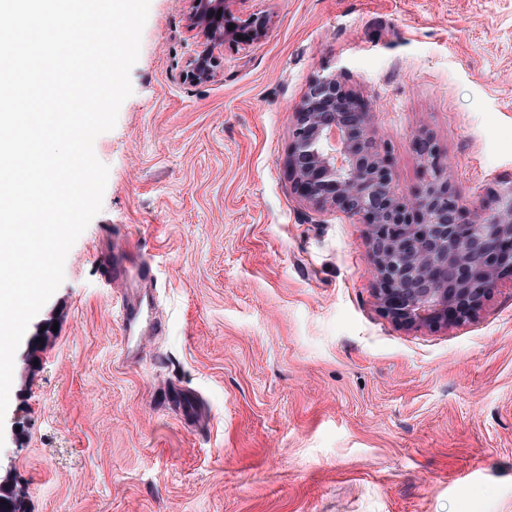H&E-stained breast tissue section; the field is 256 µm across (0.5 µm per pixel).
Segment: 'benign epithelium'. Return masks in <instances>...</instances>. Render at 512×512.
I'll return each instance as SVG.
<instances>
[{
  "label": "benign epithelium",
  "instance_id": "benign-epithelium-1",
  "mask_svg": "<svg viewBox=\"0 0 512 512\" xmlns=\"http://www.w3.org/2000/svg\"><path fill=\"white\" fill-rule=\"evenodd\" d=\"M189 2V27L200 38L189 73L199 82L213 76L217 48L249 44L265 33V16L241 20L229 10L230 0ZM414 147L430 178L403 198L377 149L365 102L336 73H323L292 112L286 172L310 207L339 210L367 225L376 299L387 317L414 328L461 325L512 278V185L469 214L443 176L436 141L418 133Z\"/></svg>",
  "mask_w": 512,
  "mask_h": 512
}]
</instances>
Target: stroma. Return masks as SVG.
Returning <instances> with one entry per match:
<instances>
[{"label": "stroma", "instance_id": "obj_1", "mask_svg": "<svg viewBox=\"0 0 512 512\" xmlns=\"http://www.w3.org/2000/svg\"><path fill=\"white\" fill-rule=\"evenodd\" d=\"M264 36L197 83L188 0H150L133 93L94 142L102 208L30 322L0 422L26 512H512V280L477 317L393 322L355 217L285 170L292 112L340 71L393 187L467 207L512 182V0H232ZM150 259L154 331L122 353L113 254ZM39 338L38 361L28 347Z\"/></svg>", "mask_w": 512, "mask_h": 512}]
</instances>
